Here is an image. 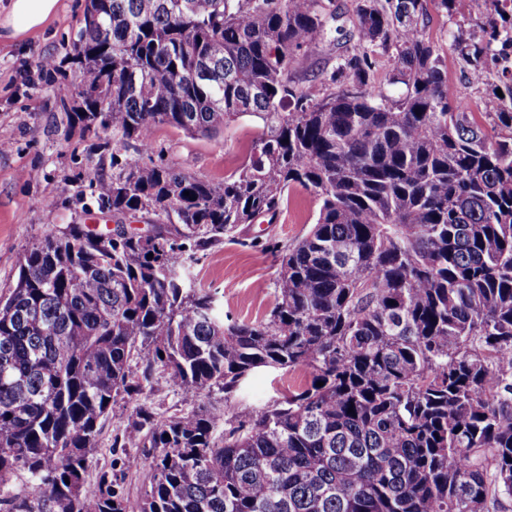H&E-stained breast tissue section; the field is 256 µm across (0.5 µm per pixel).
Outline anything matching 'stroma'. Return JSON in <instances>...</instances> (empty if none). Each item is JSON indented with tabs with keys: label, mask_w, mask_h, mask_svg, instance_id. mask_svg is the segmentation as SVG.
I'll return each instance as SVG.
<instances>
[{
	"label": "stroma",
	"mask_w": 512,
	"mask_h": 512,
	"mask_svg": "<svg viewBox=\"0 0 512 512\" xmlns=\"http://www.w3.org/2000/svg\"><path fill=\"white\" fill-rule=\"evenodd\" d=\"M335 4V25L341 33L335 43L310 50L309 68L316 73L334 69L339 57L351 47L355 0H335ZM84 7L85 0H60L58 13L42 29L17 41L0 43V142L9 145L8 150L0 152V291L15 281L18 261L31 243L48 232L85 223L86 215L77 198L88 184H106L112 179L109 151L82 136L61 106L58 87L64 81L78 86L77 74L72 72L63 78L43 73L36 66L43 57L58 61L68 57L73 35L83 23ZM427 8L430 23L426 34L439 50L449 83L470 111H482L485 92L468 83L463 63L448 39L455 20L465 30L475 31V0H461L453 18L439 7L438 0H428ZM262 130V121L250 116L235 120L213 138L162 127L156 132V148L164 163L220 182L242 168ZM24 169L34 171V178H21ZM316 209L310 191L294 188L274 222L261 219L247 225L242 243L224 242L193 264L196 287L217 290L227 317L251 321L264 318L275 304L274 280L279 269L270 245L299 239L313 223ZM310 378L305 369L286 372L260 368L246 377L237 395L228 401L220 392L191 397L160 375L149 399L159 411L170 414L223 406L229 415L242 417L281 400Z\"/></svg>",
	"instance_id": "obj_1"
}]
</instances>
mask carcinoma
<instances>
[{
    "mask_svg": "<svg viewBox=\"0 0 512 512\" xmlns=\"http://www.w3.org/2000/svg\"><path fill=\"white\" fill-rule=\"evenodd\" d=\"M426 2L356 0L350 51L307 80L308 50L335 40L333 0H86L70 120L118 137L112 181L90 198L114 217L177 223L146 240L69 224L22 255L0 296L4 512H489L512 500V7L483 0L479 39L449 31L469 83L487 88L471 112L448 94ZM382 56L395 95L374 77ZM245 115L264 132L221 182L152 159L162 126L216 136ZM296 187L317 216L272 244L274 308L221 318L188 267L275 219ZM258 368L311 380L236 422L149 401L161 374L227 403ZM120 394L135 405L101 466ZM131 449L150 473L134 505L116 471Z\"/></svg>",
    "mask_w": 512,
    "mask_h": 512,
    "instance_id": "cac0c4a2",
    "label": "carcinoma"
}]
</instances>
